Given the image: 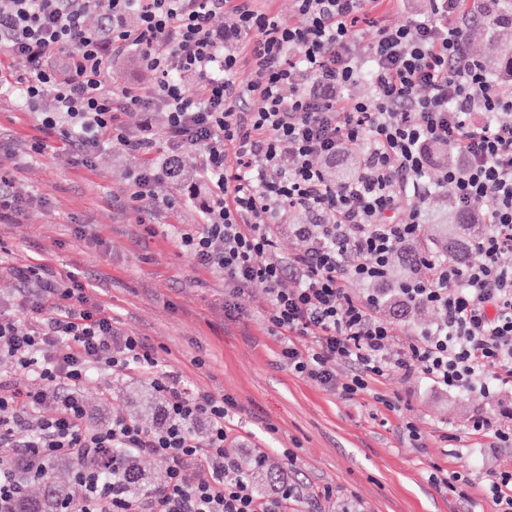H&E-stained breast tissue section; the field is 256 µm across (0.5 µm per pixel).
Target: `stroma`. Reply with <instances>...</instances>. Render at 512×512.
Wrapping results in <instances>:
<instances>
[{
	"mask_svg": "<svg viewBox=\"0 0 512 512\" xmlns=\"http://www.w3.org/2000/svg\"><path fill=\"white\" fill-rule=\"evenodd\" d=\"M37 141L42 151L33 150ZM60 144L59 132L39 129L30 109L0 97V174L29 201L22 216L0 219L1 300L17 292L11 261L43 259L74 273L95 303L113 309L116 327L142 337L167 370L237 402L232 433L243 437V453L264 452L279 466L293 454L294 478L307 491L332 487L319 512H493L483 481L512 466V445L471 434L470 418L511 416L512 393L448 394L421 376L398 375L347 400L296 377L264 321L263 289L251 290L242 313L227 314L223 274L198 267L179 247L178 232L201 220L190 196L196 149H188L177 179L154 185L157 200L174 198L177 206L137 209L124 199L140 155L106 145L88 170ZM148 388L111 376L84 401L94 422L123 412L150 426L157 414L144 399ZM409 421L422 447L405 440ZM437 468L472 481L456 492L437 487L429 479Z\"/></svg>",
	"mask_w": 512,
	"mask_h": 512,
	"instance_id": "35a3bbf8",
	"label": "stroma"
}]
</instances>
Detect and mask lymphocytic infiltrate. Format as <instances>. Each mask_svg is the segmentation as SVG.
I'll use <instances>...</instances> for the list:
<instances>
[{
    "label": "lymphocytic infiltrate",
    "instance_id": "f902f5d3",
    "mask_svg": "<svg viewBox=\"0 0 512 512\" xmlns=\"http://www.w3.org/2000/svg\"><path fill=\"white\" fill-rule=\"evenodd\" d=\"M253 2L0 0V56L29 65L0 72V95H19L85 166L112 142L141 155L133 205H155V182L176 177L185 149L202 146V222L179 233V246L200 268L223 273L230 311L264 290V318L295 376L348 398L417 373L447 392L477 383L512 390V86L491 81L468 53L469 0H431L427 19L379 26L364 49L357 26L368 0H295L301 27ZM220 15L228 28L213 26ZM132 50L152 80L112 91L104 70ZM243 62L254 75L244 89L232 80ZM363 77L372 96H348ZM148 105L166 115L164 146L125 133V116ZM431 144L455 156L433 180ZM354 151L360 162L344 181L318 165ZM436 189L450 190L461 212L481 207L477 260L462 268L424 251L411 279L386 287L390 257L415 240L422 202ZM294 210L312 223L282 226ZM284 228L301 242L287 254L277 245ZM11 272L20 293L0 306V362L40 385L0 380V448L22 449L0 466V504L17 498L23 472L110 448L165 461L163 484L128 492L117 456L110 484L89 474L70 512H288L303 499L287 480L269 495L256 490L231 448L232 397L183 387L140 337L114 327L111 311L91 305L75 276L32 263ZM354 280L374 292L355 295ZM389 302L432 309L437 319L400 338L379 314ZM339 362L350 369L343 380ZM110 375L150 379L162 399L157 426L123 415L90 423L82 394ZM191 467L203 474L194 484L184 476Z\"/></svg>",
    "mask_w": 512,
    "mask_h": 512
}]
</instances>
